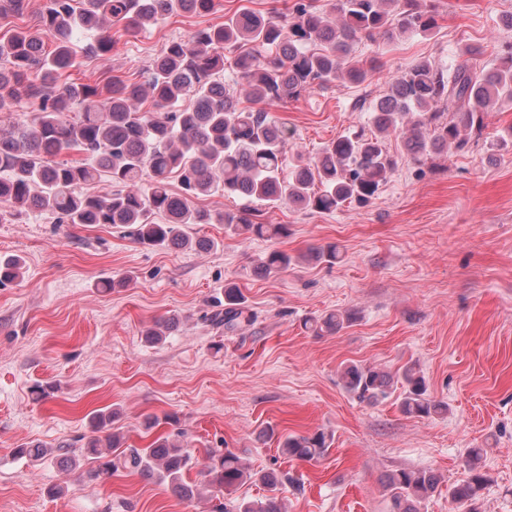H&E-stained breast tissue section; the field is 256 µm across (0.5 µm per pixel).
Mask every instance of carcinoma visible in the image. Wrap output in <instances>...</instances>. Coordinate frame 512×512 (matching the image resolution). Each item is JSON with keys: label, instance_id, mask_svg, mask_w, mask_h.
<instances>
[{"label": "carcinoma", "instance_id": "cac0c4a2", "mask_svg": "<svg viewBox=\"0 0 512 512\" xmlns=\"http://www.w3.org/2000/svg\"><path fill=\"white\" fill-rule=\"evenodd\" d=\"M423 0H337L340 21H329L314 0H294L286 15L242 11L224 22L167 44L142 83L112 79L107 90L64 78L75 64L73 45L82 35L85 49L106 56L114 47L112 26L129 35L183 12L207 14L215 0H44L41 27L16 28L0 38V115L10 116L19 100L32 112L0 129V223L39 212L56 224H110L131 228L147 247L207 252L215 242L191 238L189 224H225L234 233L271 240L288 237L286 224L254 221L258 205H290L298 210L333 213L346 204L365 206L377 195L395 167L386 138L400 132L406 151L419 160L448 148L468 149L486 128L488 110L512 103V53L495 67L476 69L467 63L448 68L428 59L416 61L393 77L386 93L373 104L376 133L347 132L311 158L298 156L282 177V150L288 128L264 106L284 102L314 87L337 82L361 83L368 70L357 60L362 38L394 39L403 32L427 33L436 26L433 5ZM27 0H0V19L19 16ZM397 10H391V7ZM233 53V84L224 81L226 53ZM256 104L241 105L235 86ZM151 100L153 110L142 104ZM64 152L78 158L60 160ZM179 177L182 193L170 189ZM112 189H99L102 181ZM222 190L245 200L236 213L213 214L193 206L192 199ZM164 216L159 224L155 216ZM312 260L334 264L336 244L311 253ZM293 263L286 251L272 250L255 268L261 277L285 272ZM22 261L0 258V286L21 276ZM224 309L211 322L235 331L253 322L245 296L236 284L224 285ZM352 315L331 311L305 320L316 336L334 334ZM171 315L143 332L149 344L163 341L177 327ZM344 389L359 401L379 403L390 396L393 381L403 388L401 411L420 418L441 416L447 405L428 393L424 374L407 362L393 374L377 367L351 364L341 373ZM117 413L95 412L84 444L89 467L82 475L95 481L127 470L156 475L185 500L200 495L187 484L191 466L185 434L153 433L173 416L144 419L147 446L122 456L123 432L114 426ZM331 435L317 430L290 434L279 451L290 460L323 458ZM466 479L448 486V498L480 512L481 491L490 480L479 448L465 456ZM208 500L246 483L264 486L266 495L243 500L235 512H285L283 479L276 470H252L229 448H212L205 464ZM438 477L424 470L402 469L387 475L391 512H418V504L438 490Z\"/></svg>", "mask_w": 512, "mask_h": 512}]
</instances>
